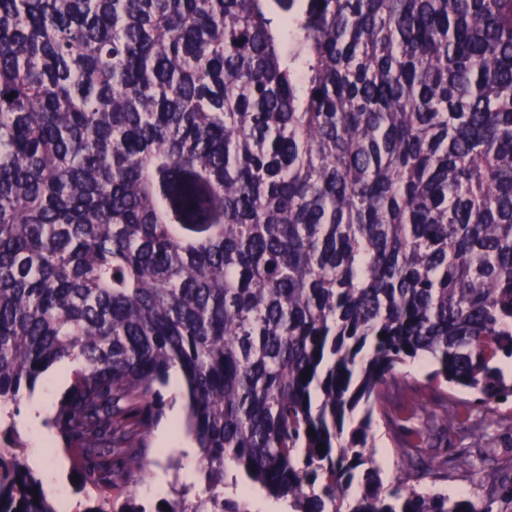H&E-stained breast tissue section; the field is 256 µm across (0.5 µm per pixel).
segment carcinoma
I'll return each mask as SVG.
<instances>
[{
    "mask_svg": "<svg viewBox=\"0 0 512 512\" xmlns=\"http://www.w3.org/2000/svg\"><path fill=\"white\" fill-rule=\"evenodd\" d=\"M421 356L512 396V0H0V419L76 362V512H147L108 490L172 370L203 485L160 512H243L231 471L292 512H480L413 485L448 416L486 436L446 399L405 426ZM9 444L0 512H70ZM373 445V459L380 470L385 485L405 473V462L400 451L398 435L387 425L383 415L376 408L369 431L368 446Z\"/></svg>",
    "mask_w": 512,
    "mask_h": 512,
    "instance_id": "1",
    "label": "carcinoma"
}]
</instances>
